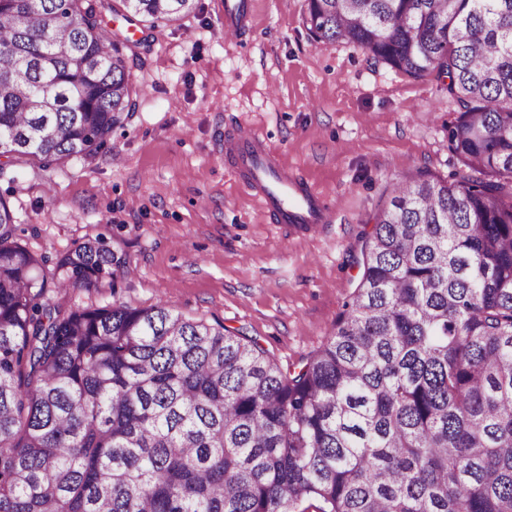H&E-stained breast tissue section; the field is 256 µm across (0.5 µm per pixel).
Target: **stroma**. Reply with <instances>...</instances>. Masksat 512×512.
Here are the masks:
<instances>
[{
    "mask_svg": "<svg viewBox=\"0 0 512 512\" xmlns=\"http://www.w3.org/2000/svg\"><path fill=\"white\" fill-rule=\"evenodd\" d=\"M305 14L306 0H253L238 41L224 38L222 0H196L154 27L113 17L135 46L126 124L91 160L0 167V197L46 267L96 238L127 256L117 283L52 288L51 301L164 303L243 331L285 369L322 346L355 291L387 188L467 169L448 147L456 112L442 81L315 42ZM239 125L330 199L333 224L297 234L272 223L224 161V132Z\"/></svg>",
    "mask_w": 512,
    "mask_h": 512,
    "instance_id": "35a3bbf8",
    "label": "stroma"
}]
</instances>
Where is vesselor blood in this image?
<instances>
[{
    "instance_id": "b4317fda",
    "label": "vessel or blood",
    "mask_w": 512,
    "mask_h": 512,
    "mask_svg": "<svg viewBox=\"0 0 512 512\" xmlns=\"http://www.w3.org/2000/svg\"><path fill=\"white\" fill-rule=\"evenodd\" d=\"M252 0H224V35L243 37L251 28ZM224 155L236 179L271 213L276 223L307 232L332 223L327 198L296 173L282 167L275 151L254 131L232 129Z\"/></svg>"
}]
</instances>
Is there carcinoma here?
Wrapping results in <instances>:
<instances>
[{
  "mask_svg": "<svg viewBox=\"0 0 512 512\" xmlns=\"http://www.w3.org/2000/svg\"><path fill=\"white\" fill-rule=\"evenodd\" d=\"M177 22L195 0H122ZM108 0H0V143L89 160L132 112ZM316 42L446 82L454 184H394L331 336L287 370L165 304L66 306L0 199V512H512V0H307Z\"/></svg>",
  "mask_w": 512,
  "mask_h": 512,
  "instance_id": "1",
  "label": "carcinoma"
}]
</instances>
